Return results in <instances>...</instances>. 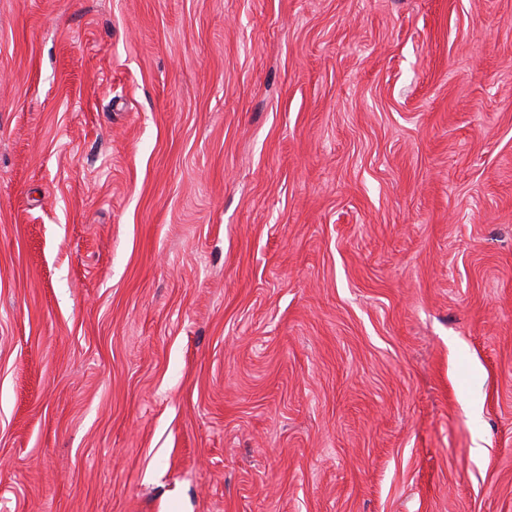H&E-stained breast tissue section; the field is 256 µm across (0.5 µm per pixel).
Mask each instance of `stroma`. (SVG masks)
<instances>
[{
	"instance_id": "35a3bbf8",
	"label": "stroma",
	"mask_w": 512,
	"mask_h": 512,
	"mask_svg": "<svg viewBox=\"0 0 512 512\" xmlns=\"http://www.w3.org/2000/svg\"><path fill=\"white\" fill-rule=\"evenodd\" d=\"M0 512H512V0H0Z\"/></svg>"
}]
</instances>
